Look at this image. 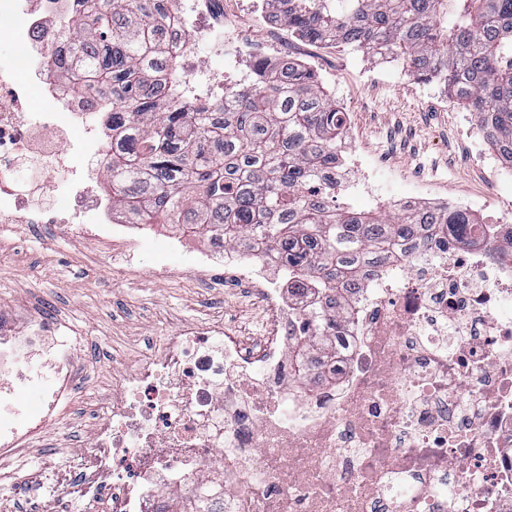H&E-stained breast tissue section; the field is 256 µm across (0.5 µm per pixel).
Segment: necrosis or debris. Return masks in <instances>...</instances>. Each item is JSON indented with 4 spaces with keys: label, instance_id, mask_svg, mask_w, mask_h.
<instances>
[{
    "label": "necrosis or debris",
    "instance_id": "1",
    "mask_svg": "<svg viewBox=\"0 0 512 512\" xmlns=\"http://www.w3.org/2000/svg\"><path fill=\"white\" fill-rule=\"evenodd\" d=\"M222 0H178L173 51L194 59L181 82H223L239 39ZM75 0H0V224H72L134 260L153 229L130 224L102 198L112 104L52 66ZM207 57H199V50ZM336 166L310 193L349 195L372 208L481 214L499 206L495 246L471 247L444 230L396 242L387 258L337 295V354L296 375L302 314L311 297L289 291L280 259L253 239L212 237L188 249L190 268L254 297L259 336L191 323L160 354L127 369L90 450L73 452L54 488L106 496L112 512H189L208 490L224 512H512V169L477 150L482 191L448 198L421 180L393 179L368 158L338 91ZM80 337L63 321L17 324L0 308V452L23 447L53 422L81 371Z\"/></svg>",
    "mask_w": 512,
    "mask_h": 512
}]
</instances>
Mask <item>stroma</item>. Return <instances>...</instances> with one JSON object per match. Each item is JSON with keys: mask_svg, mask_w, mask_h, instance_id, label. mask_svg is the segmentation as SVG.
Wrapping results in <instances>:
<instances>
[{"mask_svg": "<svg viewBox=\"0 0 512 512\" xmlns=\"http://www.w3.org/2000/svg\"><path fill=\"white\" fill-rule=\"evenodd\" d=\"M304 55L330 68L356 100L354 128L386 169L416 172L456 197L486 183L485 170L471 159L469 142L458 132L462 109L455 102L430 96L406 77L359 83L350 62L370 54L348 44H314ZM2 302L20 315L40 302L48 316L65 321L83 338L78 356L85 373L58 420L0 460L14 475L0 483V512H87L86 501L54 499L33 482L40 473L60 469L70 451L89 448L93 424L105 415L126 366L148 351H161L175 329L221 320L248 336L262 333L259 308L249 295L224 292L219 278L191 271L183 256L155 247L121 273L112 262L111 243L85 239L67 224H0Z\"/></svg>", "mask_w": 512, "mask_h": 512, "instance_id": "stroma-1", "label": "stroma"}]
</instances>
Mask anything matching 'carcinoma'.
I'll list each match as a JSON object with an SVG mask.
<instances>
[{"instance_id":"1","label":"carcinoma","mask_w":512,"mask_h":512,"mask_svg":"<svg viewBox=\"0 0 512 512\" xmlns=\"http://www.w3.org/2000/svg\"><path fill=\"white\" fill-rule=\"evenodd\" d=\"M169 0H77L82 33L61 35L75 76L112 98V205L130 224H175L191 236L213 228L224 242L255 237L275 247L288 287L326 297L350 288L382 261L389 238L433 225L486 233L449 213L336 212L305 187L336 163V101L296 61L262 67L246 90L220 98L166 89L172 56ZM288 35L344 42L408 61L474 114L497 154L512 164V0H276ZM453 14L450 23L443 21ZM297 354L329 348L330 318Z\"/></svg>"}]
</instances>
